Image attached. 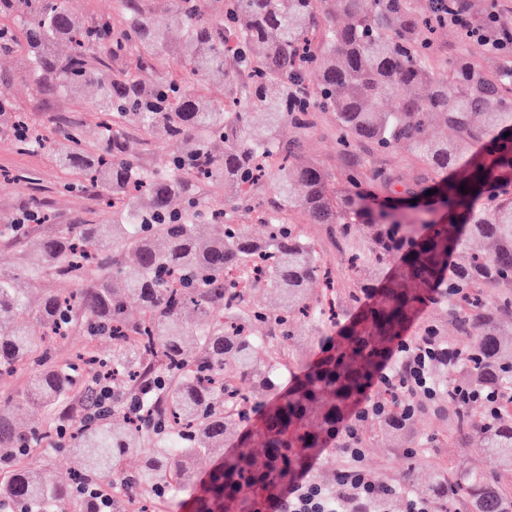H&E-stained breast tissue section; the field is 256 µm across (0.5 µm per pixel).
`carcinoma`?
I'll list each match as a JSON object with an SVG mask.
<instances>
[{"label":"carcinoma","instance_id":"obj_1","mask_svg":"<svg viewBox=\"0 0 512 512\" xmlns=\"http://www.w3.org/2000/svg\"><path fill=\"white\" fill-rule=\"evenodd\" d=\"M130 2V22L116 33L108 18L83 24L75 0H0L8 19L0 48L27 52L38 94L76 96L95 85L89 109L100 127L89 152L77 120L48 134L0 93V137L49 151L100 189L98 220L39 237L33 225L47 215L32 203L0 228L1 238L23 242L18 267L0 273V371L31 374L18 398L0 405V509L160 512L173 508L174 486H192L221 457L194 512H248L301 470L302 451L331 440L400 343L413 351L425 336L448 342L438 321L404 336L427 305L455 312L465 338L457 382L480 395L464 404L447 398L458 440L477 439L491 465L512 472V326L502 323L512 313V45L499 41L512 28L499 11L463 29L448 0H225L221 19L205 18L202 0H172L163 17ZM175 26L183 36L173 46L165 33ZM449 30L481 59L460 58L439 74L433 52ZM170 53L174 71L153 77ZM116 60L124 68L106 75ZM211 82L229 98L203 94ZM319 112L336 117L339 153L406 150L433 177L408 186L392 172L353 168L333 199L329 175L299 140ZM437 124L450 135L435 137ZM288 125L297 137L284 141ZM134 132L144 145L184 149L164 168L145 169L131 148ZM266 176L271 196L256 238L244 220ZM204 185L224 197L206 195ZM294 213L328 225L349 267L368 270L347 297L370 303L337 341L326 332L338 298L328 262ZM38 280L65 287L35 296ZM314 280L326 284L315 298ZM254 288L271 289L278 308L254 306ZM73 328L90 345L63 362L55 344ZM190 333L193 347L184 341ZM302 337L321 356L268 402L278 367L302 361L290 350ZM72 395L81 400L76 413L64 410ZM375 399L389 406L375 417L379 427L409 434L421 409L387 388ZM21 401L43 418L17 423ZM256 415L259 452L247 438L244 451L224 458ZM42 446L66 451L69 483L26 464ZM132 448L146 455L126 472ZM432 491L462 494L475 512H512V494L480 473H440Z\"/></svg>","mask_w":512,"mask_h":512}]
</instances>
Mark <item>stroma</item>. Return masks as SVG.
<instances>
[{
    "label": "stroma",
    "instance_id": "35a3bbf8",
    "mask_svg": "<svg viewBox=\"0 0 512 512\" xmlns=\"http://www.w3.org/2000/svg\"><path fill=\"white\" fill-rule=\"evenodd\" d=\"M32 68L31 60L22 49L0 53V88H6L17 111L34 119H81L87 144H94L96 119L89 112L86 99L57 92L33 93ZM302 151L334 180L352 167L370 172L393 169L409 184L425 174L423 165L404 150L385 156L363 149L339 155L336 123L328 114L304 137ZM69 179V174L46 152H21L10 139L0 138V228L11 224L32 200L53 216L50 223L36 227L35 232L40 236H54L63 225L88 218L98 208V192L89 185L64 190L63 185ZM362 435L363 468L375 481L395 485L405 499L427 497L435 474L445 469L454 479L480 472L490 482L512 483V478L499 474L474 445L454 442L451 420L447 417L422 415L411 434L399 441L382 435L369 421L364 423Z\"/></svg>",
    "mask_w": 512,
    "mask_h": 512
}]
</instances>
